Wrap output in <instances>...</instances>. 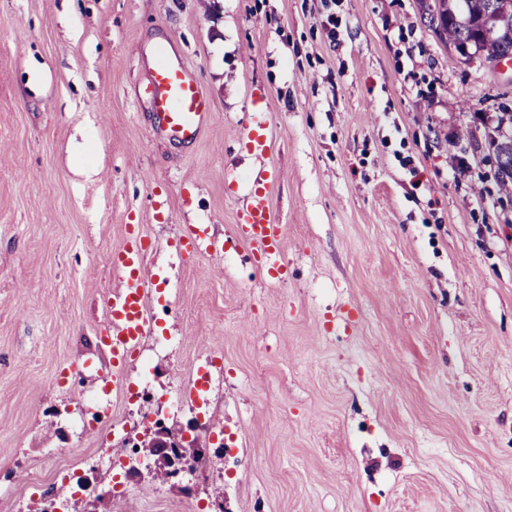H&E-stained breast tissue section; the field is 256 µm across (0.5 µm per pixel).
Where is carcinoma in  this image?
Wrapping results in <instances>:
<instances>
[{
	"label": "carcinoma",
	"mask_w": 512,
	"mask_h": 512,
	"mask_svg": "<svg viewBox=\"0 0 512 512\" xmlns=\"http://www.w3.org/2000/svg\"><path fill=\"white\" fill-rule=\"evenodd\" d=\"M505 0H420L428 27L445 44L487 57H512V5ZM498 178L512 188V136L495 145Z\"/></svg>",
	"instance_id": "carcinoma-1"
}]
</instances>
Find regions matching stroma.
I'll return each mask as SVG.
<instances>
[{"label":"stroma","instance_id":"obj_1","mask_svg":"<svg viewBox=\"0 0 512 512\" xmlns=\"http://www.w3.org/2000/svg\"><path fill=\"white\" fill-rule=\"evenodd\" d=\"M164 40L213 103L191 149L142 87ZM511 109L419 0H0V512L92 470L79 512H512ZM262 170L277 277L237 234ZM131 227L158 327L116 394L98 336ZM192 227L217 251L180 258ZM158 416L194 426L195 471L114 469L113 427ZM498 178L505 191L512 188V136L504 135L495 145Z\"/></svg>","mask_w":512,"mask_h":512}]
</instances>
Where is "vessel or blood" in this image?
I'll return each instance as SVG.
<instances>
[{"instance_id": "vessel-or-blood-1", "label": "vessel or blood", "mask_w": 512, "mask_h": 512, "mask_svg": "<svg viewBox=\"0 0 512 512\" xmlns=\"http://www.w3.org/2000/svg\"><path fill=\"white\" fill-rule=\"evenodd\" d=\"M153 63L143 71V84L150 94L161 133L182 146L193 147L207 125L212 105L194 73L171 54L166 45L155 44ZM273 175H256L255 188L238 212L237 229L242 240L253 245L271 276L285 268L282 238L270 209L268 185ZM110 263L123 280L121 288L104 301L108 325L101 340L112 354V386L123 389L126 364L152 336L157 322L146 304V245L138 235H131L113 251Z\"/></svg>"}]
</instances>
